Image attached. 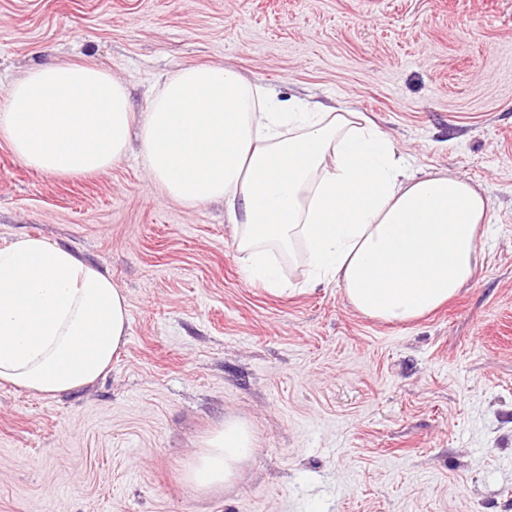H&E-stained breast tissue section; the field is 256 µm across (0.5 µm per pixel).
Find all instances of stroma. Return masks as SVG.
Returning a JSON list of instances; mask_svg holds the SVG:
<instances>
[{"instance_id":"35a3bbf8","label":"stroma","mask_w":512,"mask_h":512,"mask_svg":"<svg viewBox=\"0 0 512 512\" xmlns=\"http://www.w3.org/2000/svg\"><path fill=\"white\" fill-rule=\"evenodd\" d=\"M53 59L109 69L138 114L195 63L363 113L415 173L467 179L490 224L456 298L385 323L305 288L301 253L292 292L247 281L223 202L162 197L137 145L63 178L0 139V247H71L129 305L93 384L0 382V512H512V0H0V107ZM229 419L254 452L194 493L182 464Z\"/></svg>"}]
</instances>
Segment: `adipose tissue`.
<instances>
[{"mask_svg":"<svg viewBox=\"0 0 512 512\" xmlns=\"http://www.w3.org/2000/svg\"><path fill=\"white\" fill-rule=\"evenodd\" d=\"M6 95L0 138L43 173L107 171L139 126L151 182L186 205L223 201L246 279L268 290H285L274 257L299 244L312 285L341 284L359 313L401 323L477 273L488 200L462 177L413 173L362 113L281 99L216 64L167 76L139 121L126 86L93 63L34 66ZM128 327L122 291L71 248L30 234L0 248V381L78 390L108 373ZM253 447L225 421L184 463L185 484H231Z\"/></svg>","mask_w":512,"mask_h":512,"instance_id":"1","label":"adipose tissue"}]
</instances>
